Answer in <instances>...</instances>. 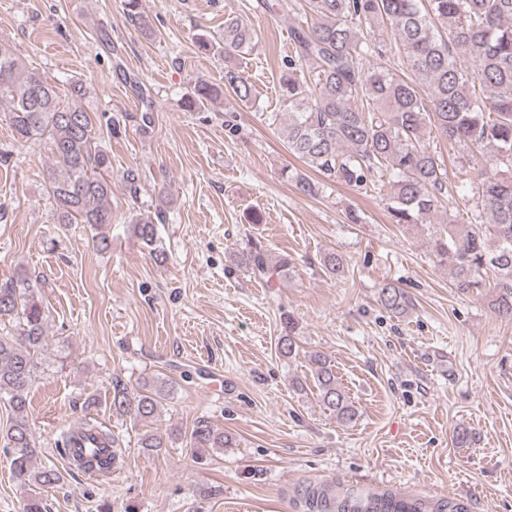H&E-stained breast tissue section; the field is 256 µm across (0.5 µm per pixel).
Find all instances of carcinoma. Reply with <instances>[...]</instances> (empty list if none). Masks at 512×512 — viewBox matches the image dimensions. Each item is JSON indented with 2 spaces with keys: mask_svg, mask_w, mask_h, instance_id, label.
I'll use <instances>...</instances> for the list:
<instances>
[{
  "mask_svg": "<svg viewBox=\"0 0 512 512\" xmlns=\"http://www.w3.org/2000/svg\"><path fill=\"white\" fill-rule=\"evenodd\" d=\"M127 16L139 28L148 26L141 0H125ZM309 20L291 30L297 59L288 60L280 80V111L288 151L339 182L373 188L389 200L391 223L424 224L450 194L443 159L429 149L427 133L435 130L447 141L468 146L485 158L487 167L475 181L480 205L466 224H440L432 246L440 262L449 265L451 285L466 292L482 275L492 274L497 288L494 310L512 319V0H305ZM387 23L399 54L400 73L369 58L385 54L384 46L368 38L366 28ZM252 28L237 16L224 20L222 47L229 62L252 52ZM311 69L313 83L297 77V64ZM225 79L234 96L248 101L252 84L228 68ZM83 85L70 87L71 101H62L58 87L17 57L0 41V105L19 141L41 139L49 145L52 166L47 192L53 197L56 222L88 224L96 249L106 252L111 240L103 228L112 223V160L95 142L97 116L80 104ZM212 87L195 86L187 107L212 100ZM155 218L132 220L133 235L149 245L156 237ZM243 263L268 280L290 267L288 257L270 262L262 247H252ZM324 265L334 278L344 272L341 255L331 252ZM381 304L402 314L408 301L400 288L384 283ZM14 323L0 335V399L12 416L0 437L10 469L29 491L22 512H48L36 490L63 480L54 465L40 461L28 404L40 376V351L45 340L47 310L37 283L22 272L0 283V322ZM318 401L341 422L356 418L336 378L331 360L311 356ZM169 394L164 380L145 381L133 394L120 380L112 382L109 410L135 421L159 415ZM79 434L91 432L102 447L76 457L85 472L104 473L119 462L121 448L110 430L96 418L80 422ZM198 459L209 450L235 446L222 431L199 426L191 433ZM148 453L168 447L162 436L140 438ZM393 495L363 494L350 489L332 496L325 488L306 490L309 512H391L385 504Z\"/></svg>",
  "mask_w": 512,
  "mask_h": 512,
  "instance_id": "carcinoma-1",
  "label": "carcinoma"
}]
</instances>
